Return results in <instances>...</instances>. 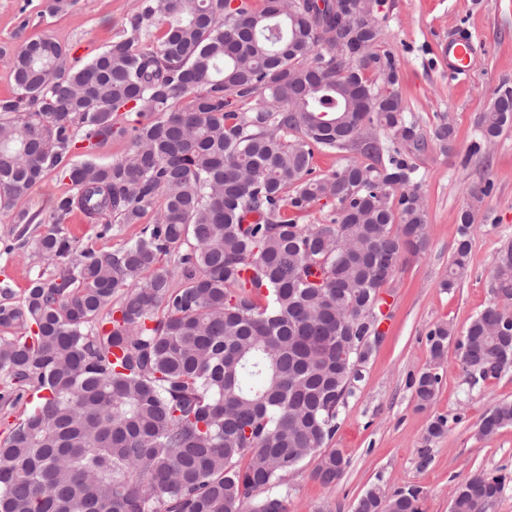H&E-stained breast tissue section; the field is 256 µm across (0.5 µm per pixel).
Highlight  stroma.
I'll return each instance as SVG.
<instances>
[{
    "label": "stroma",
    "mask_w": 512,
    "mask_h": 512,
    "mask_svg": "<svg viewBox=\"0 0 512 512\" xmlns=\"http://www.w3.org/2000/svg\"><path fill=\"white\" fill-rule=\"evenodd\" d=\"M46 0H0V97L13 93L15 52L30 38L53 37L69 49V63L81 64L121 35L133 0H77L56 15ZM379 46L398 63V91L419 131L429 135L440 122L455 130L452 151L428 144L415 160L419 191L427 213V244L404 255L388 300L384 335L361 366L353 393L339 407L330 447L348 464L330 486L313 476L319 463L310 457L289 472L279 488L287 512H354L358 498L371 487L385 495L408 487L422 491V512H448L452 491L474 473L509 474L494 512H512V427L484 439L478 425L485 412L512 401V368L498 377L470 384L457 341H450L439 370L441 383L433 403L419 407L414 382L432 364L428 332L439 323L463 331L494 297L490 276L504 243L512 242V124L484 152H475L476 126L495 87L512 85V0H382ZM465 32L475 45L473 71L449 78L439 49L450 36ZM485 196L471 227V261L457 288L440 286L448 273L457 238L458 215L470 194ZM74 188L60 173L49 172L22 199L34 213L28 242L17 239L12 211L0 209V280L23 292L33 276L51 270L35 251L33 238L52 229L54 203ZM80 245L103 251L135 238L140 225L101 235L100 227L70 216L62 226ZM445 417L448 428L428 438L430 422Z\"/></svg>",
    "instance_id": "35a3bbf8"
}]
</instances>
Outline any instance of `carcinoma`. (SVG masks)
I'll return each instance as SVG.
<instances>
[{
	"label": "carcinoma",
	"mask_w": 512,
	"mask_h": 512,
	"mask_svg": "<svg viewBox=\"0 0 512 512\" xmlns=\"http://www.w3.org/2000/svg\"><path fill=\"white\" fill-rule=\"evenodd\" d=\"M340 0H135L123 34L80 67L47 37L13 64L0 98V207L45 173L76 192L79 214L107 235L139 224L115 251L80 247L56 227L35 239L55 272L23 296L0 281V405L40 402L0 440V512H286L273 492L317 451L324 485L347 466L326 449L339 405L377 345L384 285L427 239L413 155L425 149L396 86L394 57L371 21L353 30ZM359 58L327 55L336 38ZM364 107L347 111L352 89ZM494 91L476 148L512 122V92ZM136 113L132 124L125 116ZM396 143L381 144L378 131ZM124 139V156L61 167L76 148ZM442 149L446 122L432 131ZM363 157L313 175L315 152ZM459 216L448 277L466 276L482 197ZM326 199L324 224L295 215ZM171 263L177 276L166 268ZM495 301L459 346L472 381L512 365V242L491 274ZM455 335L428 334L435 367L415 380L430 405ZM512 427L494 405L478 433ZM506 476L471 475L449 512H492ZM416 487H372L355 512H421Z\"/></svg>",
	"instance_id": "obj_1"
}]
</instances>
